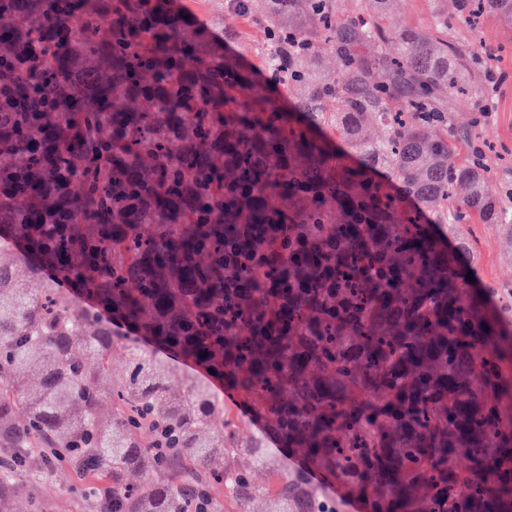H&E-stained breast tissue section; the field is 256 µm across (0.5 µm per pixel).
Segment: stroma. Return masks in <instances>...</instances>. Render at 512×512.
I'll use <instances>...</instances> for the list:
<instances>
[{
  "label": "stroma",
  "instance_id": "35a3bbf8",
  "mask_svg": "<svg viewBox=\"0 0 512 512\" xmlns=\"http://www.w3.org/2000/svg\"><path fill=\"white\" fill-rule=\"evenodd\" d=\"M182 14L191 26L202 28L209 38L222 39L224 49L255 70H263L260 49L262 28L247 17L232 12L229 0H178ZM447 0H395L389 18L395 30L418 28L435 32L437 12L446 10ZM448 40L458 48H479L471 64L476 93L456 100L448 118L452 127L471 130L474 142H459L462 158H469L472 147L488 149L492 169L490 187L512 214V25L490 15L478 30L463 23L448 27ZM490 107L489 118L480 115ZM436 236L449 248L472 244L461 264L473 274V291L486 295L489 310H496L501 295L512 291V224L473 221L467 224H438ZM98 482L76 471L59 466L34 469L31 478L19 487L14 512H99L94 490Z\"/></svg>",
  "mask_w": 512,
  "mask_h": 512
}]
</instances>
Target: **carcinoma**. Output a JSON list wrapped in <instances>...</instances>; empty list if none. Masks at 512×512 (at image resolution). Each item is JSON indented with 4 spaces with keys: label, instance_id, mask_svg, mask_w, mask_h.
Listing matches in <instances>:
<instances>
[{
    "label": "carcinoma",
    "instance_id": "obj_1",
    "mask_svg": "<svg viewBox=\"0 0 512 512\" xmlns=\"http://www.w3.org/2000/svg\"><path fill=\"white\" fill-rule=\"evenodd\" d=\"M386 2L365 22L334 0H246L261 85L143 0H0L27 46L0 40L3 512L34 455L116 488L122 512L200 495L252 512L267 494L275 512H336L310 472L365 512H512V471L492 469L512 459L498 319L433 233L500 214L439 107L469 70L386 27ZM480 10L512 24V0H458L461 20ZM328 49L334 79L313 66ZM280 86L302 119L271 105ZM216 383L305 469L215 426Z\"/></svg>",
    "mask_w": 512,
    "mask_h": 512
}]
</instances>
